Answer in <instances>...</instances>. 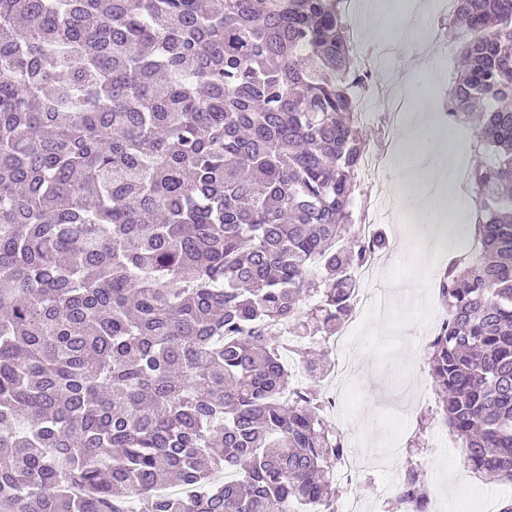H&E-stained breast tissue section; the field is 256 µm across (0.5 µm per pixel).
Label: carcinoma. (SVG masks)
<instances>
[{
	"mask_svg": "<svg viewBox=\"0 0 512 512\" xmlns=\"http://www.w3.org/2000/svg\"><path fill=\"white\" fill-rule=\"evenodd\" d=\"M347 3L0 0V512H336L344 438L295 383L327 367L275 331L336 335L387 245ZM442 25L479 251L439 275L408 446L440 418L512 482V0Z\"/></svg>",
	"mask_w": 512,
	"mask_h": 512,
	"instance_id": "carcinoma-1",
	"label": "carcinoma"
}]
</instances>
